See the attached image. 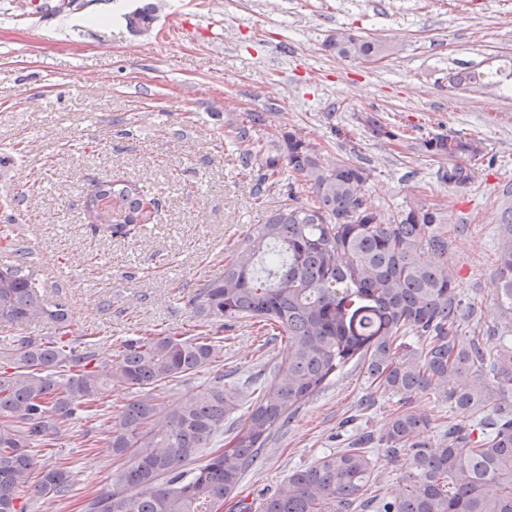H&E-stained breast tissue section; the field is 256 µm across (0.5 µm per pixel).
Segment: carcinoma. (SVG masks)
<instances>
[{
	"instance_id": "obj_1",
	"label": "carcinoma",
	"mask_w": 512,
	"mask_h": 512,
	"mask_svg": "<svg viewBox=\"0 0 512 512\" xmlns=\"http://www.w3.org/2000/svg\"><path fill=\"white\" fill-rule=\"evenodd\" d=\"M324 49L342 58L381 61L397 46L338 30ZM483 71L466 63L448 84L482 87ZM251 112L238 128V162L258 185L277 189L283 170L312 190L304 204L293 192L271 209L255 236L244 238L224 273L191 299L194 315L215 321L249 318L275 327L288 342V360L273 368L242 420L229 429L224 450L188 470L240 407L241 394L220 383L179 407L166 409L154 390L186 377L221 356L209 337L171 332L127 341L111 359L96 360L66 340L73 315L63 301L45 302L37 273L24 259L0 264V324L45 323L55 335L24 338L3 352L0 372V512H25L23 493L63 499L71 490L61 465L44 467L32 481L30 448L57 436L85 404L137 388L107 426L112 456L123 461L107 488L86 497L83 512H213L222 499L233 512H512V346L482 336H459L464 311L448 271V239L440 208L409 203L385 218L366 204L370 173L348 158L329 163L295 129L273 143L254 137L266 123ZM448 160L446 184L471 183L480 143L437 136L424 142ZM96 231L126 237L148 224L158 202L126 179L100 178L83 200ZM498 256L495 295L512 333V217ZM414 333L420 350L398 340ZM367 362L383 389L409 399L427 392L448 403L455 422L431 443L420 437L427 421L412 410L392 415L379 438L362 435L309 467L288 475L271 495L238 498L243 475L258 450L297 408L350 362ZM403 459L405 491L368 497L376 463L370 445Z\"/></svg>"
}]
</instances>
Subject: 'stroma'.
<instances>
[{
	"mask_svg": "<svg viewBox=\"0 0 512 512\" xmlns=\"http://www.w3.org/2000/svg\"><path fill=\"white\" fill-rule=\"evenodd\" d=\"M149 3V28L130 29L127 15ZM504 14L512 0H0V198L27 194L19 210L0 205L10 236L0 264L27 243L46 294L73 311V346L100 358L147 329L223 339L216 362L157 388L166 408L220 377L251 404L286 346L246 319L194 316L190 301L278 201L256 204V180L236 160L238 126L262 112L259 139L293 128L324 159L369 169L374 208L441 205L456 293L474 308L458 333L485 334L501 321L494 279L512 206V99L491 109L484 94L449 86L448 68L512 52V30L496 24ZM339 29L402 39L374 65L324 50ZM369 114L399 139L374 137ZM438 135L482 142L466 188L439 180L440 161L423 146ZM107 176L158 200L156 220L128 237L95 232L82 198ZM137 396L131 388L85 405L50 444L34 445L36 468L64 464L73 490L50 505L23 496L26 512H80L84 496L108 483L120 463L102 430ZM369 396L374 405L360 410ZM404 404L425 417L427 440L447 431V406L422 394L401 402L371 384L364 363L349 364L260 450L242 494L274 491L353 438L379 435Z\"/></svg>",
	"mask_w": 512,
	"mask_h": 512,
	"instance_id": "35a3bbf8",
	"label": "stroma"
}]
</instances>
